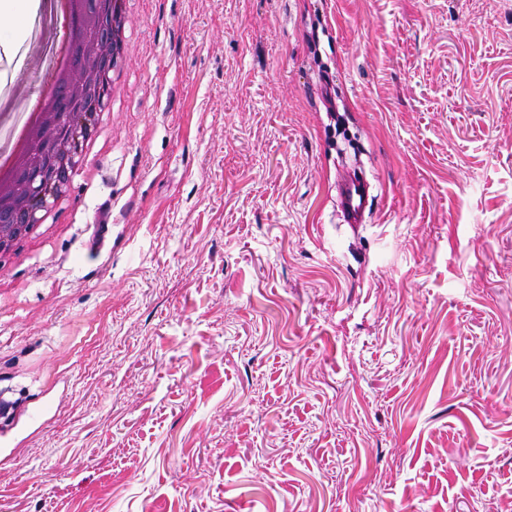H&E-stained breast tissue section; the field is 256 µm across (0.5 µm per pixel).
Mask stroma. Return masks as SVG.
<instances>
[{"mask_svg": "<svg viewBox=\"0 0 512 512\" xmlns=\"http://www.w3.org/2000/svg\"><path fill=\"white\" fill-rule=\"evenodd\" d=\"M125 37L0 268V512H512V12L127 0ZM93 121V111L74 117L72 133L66 139H60L52 127H47L43 132L44 140L62 163L70 162L78 153L81 141L91 133ZM372 200V186L367 179L346 175L338 185L337 209L341 222L352 229L363 224Z\"/></svg>", "mask_w": 512, "mask_h": 512, "instance_id": "obj_1", "label": "stroma"}]
</instances>
